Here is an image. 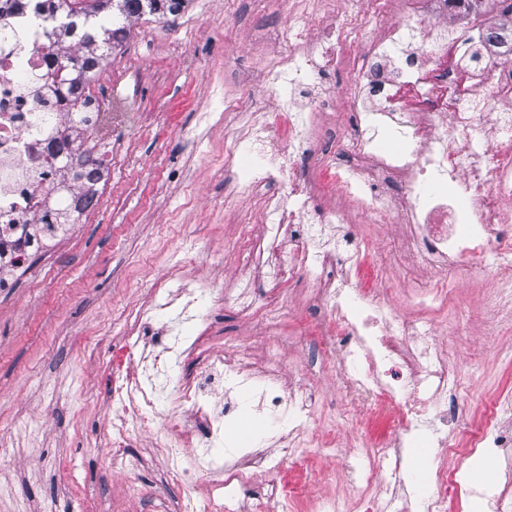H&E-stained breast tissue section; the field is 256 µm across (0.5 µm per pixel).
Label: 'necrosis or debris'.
<instances>
[{"mask_svg":"<svg viewBox=\"0 0 512 512\" xmlns=\"http://www.w3.org/2000/svg\"><path fill=\"white\" fill-rule=\"evenodd\" d=\"M404 2L407 21L378 33L372 26L385 0L342 12L336 0H316L323 18L313 40L303 15H290L280 28V53L263 69L274 105L254 108L224 145L225 176L262 216L261 234L240 227L246 262L228 302L243 316L266 319L280 311L288 284L309 280L314 305L332 325L321 339L325 354L340 360L343 388L364 421L387 416L393 428L391 439L374 443L369 463L348 466L347 484L362 496L365 512H402L412 496L423 498V512H446L449 491L461 487L458 475L430 466L404 475L402 449L422 427L440 433L456 424L466 408L461 379L427 322L398 317L387 289L363 287V268L373 260L365 227L405 225L396 252L442 275H512V51L495 50L493 28L481 15L460 16L451 0ZM36 13L37 0L19 7L0 0V288L12 286L31 251L52 243L36 227L59 212L52 188L70 182L68 164L83 143L70 110L92 93L83 80L55 94L45 80L60 55L88 53L93 21L81 26L83 43L61 44L47 37L52 21L35 22ZM340 70L349 73L351 111L365 118L351 134L336 123L335 89L320 83ZM384 133L403 136L408 149L380 151ZM243 150L256 160L246 181L236 178ZM110 167L103 161L94 180L73 185L71 223H87L98 210ZM330 181L351 208L329 201ZM338 224L350 229L346 258L332 232ZM194 350L184 337L164 336L139 370L115 373L111 433L103 440L113 467L129 475L139 470L131 448L151 432L169 397L204 425L193 440L169 423L170 479L185 484L197 470L212 479L207 503L189 492L175 512H288V487L258 496L246 489L273 469L271 457L253 449L228 468L214 455L224 439V411L208 390L221 384L245 391L255 413L287 424L279 440L305 472L311 448L328 442L308 434L303 392H282L275 352L262 380L241 359L214 353L196 375L168 382L172 366Z\"/></svg>","mask_w":512,"mask_h":512,"instance_id":"4bbe7bcc","label":"necrosis or debris"}]
</instances>
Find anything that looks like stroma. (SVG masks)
<instances>
[{
  "label": "stroma",
  "mask_w": 512,
  "mask_h": 512,
  "mask_svg": "<svg viewBox=\"0 0 512 512\" xmlns=\"http://www.w3.org/2000/svg\"><path fill=\"white\" fill-rule=\"evenodd\" d=\"M286 16L280 0H240L233 15L224 0H187L178 14L134 20L113 46L95 83L101 109L120 121L97 138L122 156L99 212L54 251L33 256L15 288L0 291V512H164L181 496L166 477L159 436L133 448L145 461L135 495L114 472L111 449L98 444L111 418L107 361L124 344L131 310L171 266L186 287L217 281L227 295L236 288L241 256L226 243L240 215L256 223L261 216L224 181V138L264 105L263 63L279 48L275 33ZM226 99L242 108L235 121L200 124V113L222 110ZM376 257L398 297L414 279L432 277L398 260L389 243ZM491 286L477 270L469 281L448 282V365L463 374L469 409L461 422L475 429L500 396L512 395V325L492 324ZM310 297L307 283L289 285L286 315L274 324L207 304V335L211 351L232 344L258 377L267 345L279 346L280 386L306 392L309 429L335 448L313 464L342 472L365 455L364 434L382 435L388 424L365 427L335 365L310 349L318 315Z\"/></svg>",
  "instance_id": "35a3bbf8"
}]
</instances>
